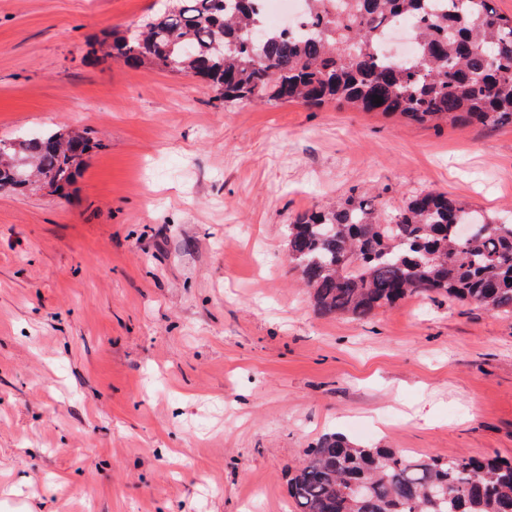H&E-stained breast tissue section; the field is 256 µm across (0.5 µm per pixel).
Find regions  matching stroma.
<instances>
[{"mask_svg":"<svg viewBox=\"0 0 512 512\" xmlns=\"http://www.w3.org/2000/svg\"><path fill=\"white\" fill-rule=\"evenodd\" d=\"M157 9L0 0V139L94 142L64 190H0V512H281L329 432L512 460V316L413 296L324 317L288 258L295 216L353 193L512 220V125L227 104L88 62Z\"/></svg>","mask_w":512,"mask_h":512,"instance_id":"1","label":"stroma"}]
</instances>
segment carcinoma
Segmentation results:
<instances>
[{
  "mask_svg": "<svg viewBox=\"0 0 512 512\" xmlns=\"http://www.w3.org/2000/svg\"><path fill=\"white\" fill-rule=\"evenodd\" d=\"M305 0L309 32L266 31L257 0H169L163 12L89 53L201 77L226 102H326L410 122L512 125V16L491 0ZM414 20L415 51L386 58L383 27ZM381 97L375 103L374 96ZM29 168L70 184L92 148L63 129L15 141ZM460 224L477 230L460 240ZM288 257L324 316L365 320L411 296H448L512 315V224L445 193L413 195L380 221L376 199L350 195L288 225ZM369 484L359 497L354 486ZM299 512H512V462L414 456L327 434L288 467Z\"/></svg>",
  "mask_w": 512,
  "mask_h": 512,
  "instance_id": "obj_1",
  "label": "carcinoma"
}]
</instances>
